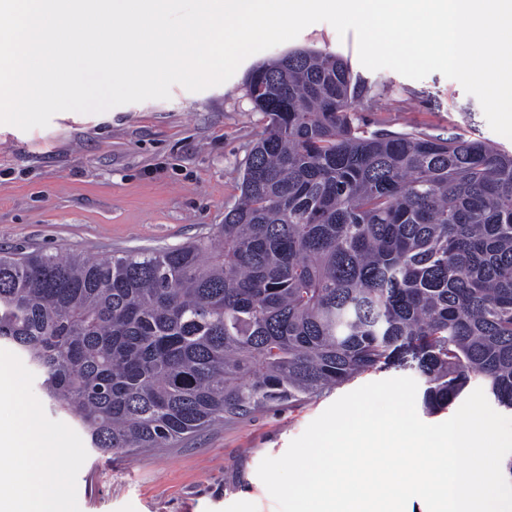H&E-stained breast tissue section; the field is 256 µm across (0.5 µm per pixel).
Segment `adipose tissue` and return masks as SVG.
Returning <instances> with one entry per match:
<instances>
[{
	"label": "adipose tissue",
	"instance_id": "1",
	"mask_svg": "<svg viewBox=\"0 0 512 512\" xmlns=\"http://www.w3.org/2000/svg\"><path fill=\"white\" fill-rule=\"evenodd\" d=\"M50 448L37 424V411L17 402L0 412V512H57L61 476Z\"/></svg>",
	"mask_w": 512,
	"mask_h": 512
}]
</instances>
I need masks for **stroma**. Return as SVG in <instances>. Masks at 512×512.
<instances>
[{
    "instance_id": "stroma-1",
    "label": "stroma",
    "mask_w": 512,
    "mask_h": 512,
    "mask_svg": "<svg viewBox=\"0 0 512 512\" xmlns=\"http://www.w3.org/2000/svg\"><path fill=\"white\" fill-rule=\"evenodd\" d=\"M302 48L341 55L354 77L375 86L357 107L365 130L456 133L512 153V139L491 130L460 83L437 72L413 80L368 70L354 33L341 37L318 22L200 92L176 85L167 100L61 112L44 128L0 125V247L105 258L211 235L239 199L241 172L266 124L247 95L246 75ZM0 367L20 376L17 398L35 406L43 435L59 450V512H277L257 475L261 460L283 455L342 395L398 375L368 373L290 408L216 423L170 448L100 456L53 409L42 375L18 349L0 343Z\"/></svg>"
}]
</instances>
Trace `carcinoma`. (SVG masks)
Here are the masks:
<instances>
[{
	"label": "carcinoma",
	"mask_w": 512,
	"mask_h": 512,
	"mask_svg": "<svg viewBox=\"0 0 512 512\" xmlns=\"http://www.w3.org/2000/svg\"><path fill=\"white\" fill-rule=\"evenodd\" d=\"M266 126L217 235L104 260L0 250V342L100 455L412 369L437 414L476 377L512 412V154L370 133L321 51L253 69Z\"/></svg>",
	"instance_id": "cac0c4a2"
}]
</instances>
